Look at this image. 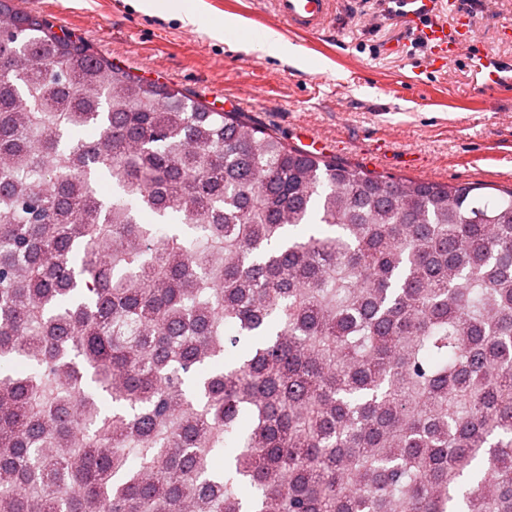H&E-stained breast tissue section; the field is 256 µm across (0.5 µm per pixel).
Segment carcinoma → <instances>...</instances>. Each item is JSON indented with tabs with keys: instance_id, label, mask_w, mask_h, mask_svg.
<instances>
[{
	"instance_id": "obj_1",
	"label": "carcinoma",
	"mask_w": 512,
	"mask_h": 512,
	"mask_svg": "<svg viewBox=\"0 0 512 512\" xmlns=\"http://www.w3.org/2000/svg\"><path fill=\"white\" fill-rule=\"evenodd\" d=\"M486 188L311 156L0 0V512H512Z\"/></svg>"
}]
</instances>
